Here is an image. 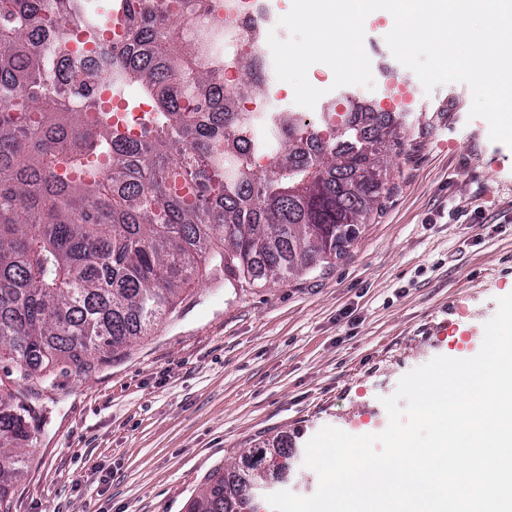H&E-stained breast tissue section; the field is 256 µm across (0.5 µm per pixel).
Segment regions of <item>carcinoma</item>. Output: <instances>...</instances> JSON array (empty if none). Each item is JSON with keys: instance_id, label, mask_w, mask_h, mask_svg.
I'll list each match as a JSON object with an SVG mask.
<instances>
[{"instance_id": "carcinoma-1", "label": "carcinoma", "mask_w": 512, "mask_h": 512, "mask_svg": "<svg viewBox=\"0 0 512 512\" xmlns=\"http://www.w3.org/2000/svg\"><path fill=\"white\" fill-rule=\"evenodd\" d=\"M0 0V359L17 367L0 384V505L26 468L33 442L26 384L58 362L76 373L97 354L117 356L150 333L184 289L207 281L241 288L310 273L341 256L386 191L380 154L400 145L398 124L356 112L308 147L294 121L251 136L249 120L213 111L204 95L224 82L209 33L224 28L222 0ZM111 92L141 88L139 133L111 123L83 93L99 76L74 68L68 88L51 61L72 29L88 40L112 23ZM48 27L53 39L32 41ZM234 93L266 95L244 69ZM79 95L73 109L66 99ZM251 470L209 479L188 512H237Z\"/></svg>"}]
</instances>
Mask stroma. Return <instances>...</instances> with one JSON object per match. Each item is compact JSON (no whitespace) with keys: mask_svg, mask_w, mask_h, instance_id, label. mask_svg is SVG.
<instances>
[{"mask_svg":"<svg viewBox=\"0 0 512 512\" xmlns=\"http://www.w3.org/2000/svg\"><path fill=\"white\" fill-rule=\"evenodd\" d=\"M364 30L373 88L334 87L319 63L308 80L323 95L297 109L314 129L329 110L406 126L383 164L391 190L346 255L280 284L194 285L122 357L35 381V440L10 512H186L215 470L282 438L288 465L256 496L272 512L269 494L316 492L304 460L320 429L380 433L382 400L405 374L480 351L497 297L512 293V147L470 118L466 84L425 91L384 23ZM390 74L404 102L385 100Z\"/></svg>","mask_w":512,"mask_h":512,"instance_id":"1","label":"stroma"}]
</instances>
